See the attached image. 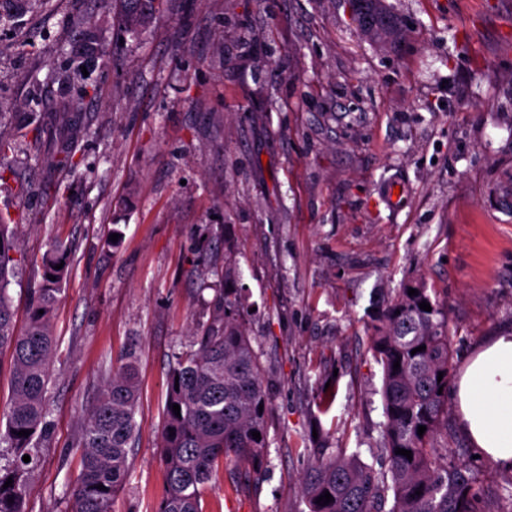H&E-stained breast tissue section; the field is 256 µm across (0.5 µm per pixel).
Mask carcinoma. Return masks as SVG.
<instances>
[{
    "mask_svg": "<svg viewBox=\"0 0 512 512\" xmlns=\"http://www.w3.org/2000/svg\"><path fill=\"white\" fill-rule=\"evenodd\" d=\"M124 25L137 31L152 17L157 0H118ZM357 30L372 41L392 44L407 35L382 0H357ZM8 217L0 214V350L10 353L12 395L0 418V512H26L31 475L40 463L39 444L50 431L47 386L57 352L53 315L66 279L67 249L53 244L40 259L41 281L33 289L28 320L19 329L8 294L10 262ZM63 267L56 268L57 264ZM56 280H50V277ZM403 288L372 326V353L382 368L384 451L388 467L379 476L358 453L339 451L316 459L301 480L308 512H479L474 479L462 465L436 455L433 440L448 409L453 354L448 322L427 289ZM430 304L431 311L419 303ZM241 294L224 287L212 305L211 321L195 336V349L176 356L168 374L161 460L166 494L156 512H203L201 491L220 464L259 466L267 454L268 397L252 338L240 315ZM423 346L425 350L412 353ZM400 368L395 370V361ZM443 378H438V375ZM139 398L135 361L103 376L102 389L88 409L78 446L80 470L71 498L72 512H112V500L129 477L128 452L136 432ZM180 406L175 415L173 405ZM426 427L418 435V426ZM28 430L26 437L18 435ZM261 439H253L252 432ZM412 451V459L396 453ZM30 456L26 463L22 457ZM13 480L4 487L7 480ZM103 488H98V485ZM328 505L317 503L325 493ZM393 504L384 510L387 497ZM13 502H8V499Z\"/></svg>",
    "mask_w": 512,
    "mask_h": 512,
    "instance_id": "1",
    "label": "carcinoma"
}]
</instances>
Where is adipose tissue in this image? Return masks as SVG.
Instances as JSON below:
<instances>
[{"mask_svg":"<svg viewBox=\"0 0 512 512\" xmlns=\"http://www.w3.org/2000/svg\"><path fill=\"white\" fill-rule=\"evenodd\" d=\"M459 422L487 459L512 468V333L488 341L457 386Z\"/></svg>","mask_w":512,"mask_h":512,"instance_id":"1","label":"adipose tissue"}]
</instances>
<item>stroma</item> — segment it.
<instances>
[{"instance_id": "1", "label": "stroma", "mask_w": 512, "mask_h": 512, "mask_svg": "<svg viewBox=\"0 0 512 512\" xmlns=\"http://www.w3.org/2000/svg\"><path fill=\"white\" fill-rule=\"evenodd\" d=\"M384 2L410 29L389 47L355 30L343 0H161L135 32L111 0L24 14L0 0L18 320L36 257L70 254L27 512H70L82 420L129 353L137 430L112 512H155L169 367L209 321L225 267L263 368L269 448L259 478L221 465L204 512H305L318 452L386 469L371 334L401 288H426L447 317L455 372L512 330V0ZM90 35L99 53H82ZM458 415L449 399L435 445L472 470L481 512H505L512 470L476 457Z\"/></svg>"}]
</instances>
